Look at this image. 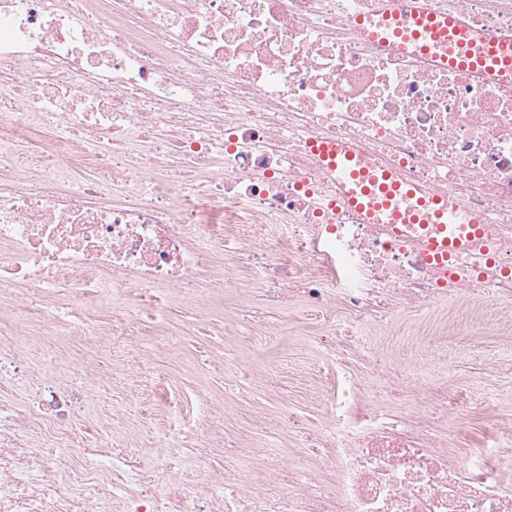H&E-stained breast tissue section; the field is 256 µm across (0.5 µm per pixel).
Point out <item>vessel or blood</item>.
<instances>
[{"mask_svg": "<svg viewBox=\"0 0 512 512\" xmlns=\"http://www.w3.org/2000/svg\"><path fill=\"white\" fill-rule=\"evenodd\" d=\"M374 15L392 28L399 50H406L409 31L416 26L426 60L456 63L487 79L512 81V29L481 36L463 16L433 12L430 0H376ZM308 148L363 223L410 225L425 251L438 260L465 251L479 237L480 214L464 212L458 201L401 181L345 142L316 140Z\"/></svg>", "mask_w": 512, "mask_h": 512, "instance_id": "1", "label": "vessel or blood"}]
</instances>
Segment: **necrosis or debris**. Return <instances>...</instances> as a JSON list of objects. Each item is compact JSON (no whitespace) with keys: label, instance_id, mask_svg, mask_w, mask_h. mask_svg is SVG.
Listing matches in <instances>:
<instances>
[{"label":"necrosis or debris","instance_id":"obj_1","mask_svg":"<svg viewBox=\"0 0 512 512\" xmlns=\"http://www.w3.org/2000/svg\"><path fill=\"white\" fill-rule=\"evenodd\" d=\"M489 31L512 0H432ZM375 0H0V305L35 335L108 354H181L166 310L263 290L281 317L321 315L335 367L316 419L278 412L242 438L195 393L187 429L159 447H219L207 501L156 495L163 454L104 462L126 409L92 428L71 375L34 384L0 364V512H512V431L466 465L448 457L462 406L430 378L396 374L362 331L450 300L512 298V82L478 81L359 35ZM342 140L403 180L485 218L441 266L388 225L334 214L336 186L307 144ZM248 254L253 275L219 260ZM110 319L108 329L87 320ZM281 324L228 310L223 333L260 351ZM302 433L292 457L267 435ZM43 438L42 452L29 448ZM327 469L320 486L309 462Z\"/></svg>","mask_w":512,"mask_h":512}]
</instances>
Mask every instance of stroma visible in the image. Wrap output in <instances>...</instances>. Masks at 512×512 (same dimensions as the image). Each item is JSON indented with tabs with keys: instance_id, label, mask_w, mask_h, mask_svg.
Wrapping results in <instances>:
<instances>
[{
	"instance_id": "obj_1",
	"label": "stroma",
	"mask_w": 512,
	"mask_h": 512,
	"mask_svg": "<svg viewBox=\"0 0 512 512\" xmlns=\"http://www.w3.org/2000/svg\"><path fill=\"white\" fill-rule=\"evenodd\" d=\"M314 333L303 318L290 319L266 354L243 355V362L254 369L244 380L235 372L218 373L205 366L221 342L217 336H189L184 355H159L155 363L170 380L184 412L192 411L195 390L207 388L211 400L223 406L225 430L232 434L245 421L283 407L301 417L316 414L314 378L330 362L314 345ZM392 359L406 375L413 374L415 364H426L429 376L462 401L467 414L451 423L448 440L455 463H465L491 429L512 428V300L471 310L443 302L427 311L408 312L397 322ZM270 368L283 371L280 387L268 382L265 372ZM177 456L189 491L208 496L201 475L218 462L220 449L183 448Z\"/></svg>"
}]
</instances>
